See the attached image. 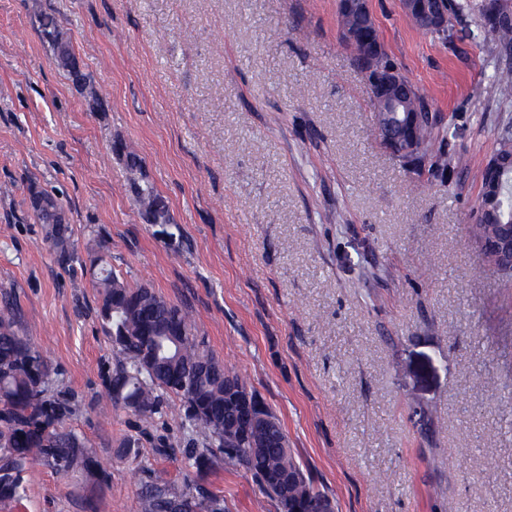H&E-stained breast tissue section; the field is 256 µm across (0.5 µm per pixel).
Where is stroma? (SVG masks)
Returning a JSON list of instances; mask_svg holds the SVG:
<instances>
[{
    "label": "stroma",
    "instance_id": "1",
    "mask_svg": "<svg viewBox=\"0 0 512 512\" xmlns=\"http://www.w3.org/2000/svg\"><path fill=\"white\" fill-rule=\"evenodd\" d=\"M388 58L448 135L427 170L389 154L337 0H0V298L71 397L100 468L35 464L15 512H139L148 484L194 480L225 512H281L249 474L191 467L169 398L101 417L114 357L90 258L189 307L213 353L280 419L334 512H512V279L484 270L470 216L512 127V57L455 24L423 34L370 0ZM56 15L99 112L60 68ZM482 83V97L470 95ZM139 156L169 218L152 223L113 146ZM55 195L79 258L31 210Z\"/></svg>",
    "mask_w": 512,
    "mask_h": 512
}]
</instances>
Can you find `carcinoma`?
<instances>
[{
  "label": "carcinoma",
  "instance_id": "cac0c4a2",
  "mask_svg": "<svg viewBox=\"0 0 512 512\" xmlns=\"http://www.w3.org/2000/svg\"><path fill=\"white\" fill-rule=\"evenodd\" d=\"M503 11L488 18L484 0H451L447 5L448 29L422 25L423 33L442 40L451 38L454 21L468 14L481 35L500 53L512 54V0H502ZM43 39L65 70L101 112L105 100L81 71L69 39L57 19L45 14L39 20ZM356 65L366 70L367 51L381 46L380 30L365 28L346 42ZM406 107L428 112L427 96L411 81L402 90ZM424 155L414 159L422 166L440 151L443 129L431 125L420 134ZM131 189L142 214L154 224L168 217L155 187L142 176L131 179ZM31 208L47 225V235L59 248L64 261L74 259L69 250L68 221L51 194L33 190ZM98 271V315L106 325L107 338L117 360L107 380V398L114 408L131 411L147 427L165 413L166 397L181 402L179 429L188 436L189 460L199 473L208 471L218 457L232 463L287 509L309 512L313 504L330 502L316 490L288 447L265 448L267 430L245 428L235 417L232 389L247 387L246 381L227 367L209 348L206 337L188 308L167 300L147 283L129 284L112 268L95 260ZM51 368L47 358L20 336L16 308L10 298L0 301V512H12L25 492L26 473L36 460L58 470H90L97 466L83 437L63 427L73 413L71 399L56 396L49 386ZM288 470L299 473L290 490L278 476ZM291 496H286V493ZM140 512H224V498L197 485L154 484L142 490Z\"/></svg>",
  "mask_w": 512,
  "mask_h": 512
}]
</instances>
